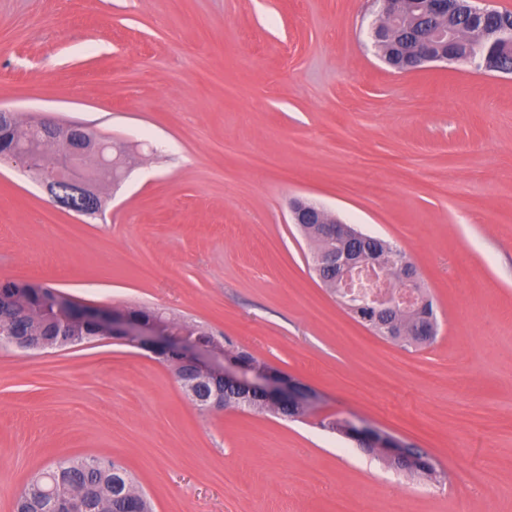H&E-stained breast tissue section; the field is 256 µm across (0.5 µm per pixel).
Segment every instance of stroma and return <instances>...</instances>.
<instances>
[{
    "instance_id": "35a3bbf8",
    "label": "stroma",
    "mask_w": 512,
    "mask_h": 512,
    "mask_svg": "<svg viewBox=\"0 0 512 512\" xmlns=\"http://www.w3.org/2000/svg\"><path fill=\"white\" fill-rule=\"evenodd\" d=\"M371 0H0V106L127 147L102 214L0 161V281L205 326L426 452L395 472L316 417L192 404L103 339L0 344V512L58 459L123 462L155 512H512V75L396 72ZM304 199L404 249L427 345L376 336L313 270Z\"/></svg>"
}]
</instances>
